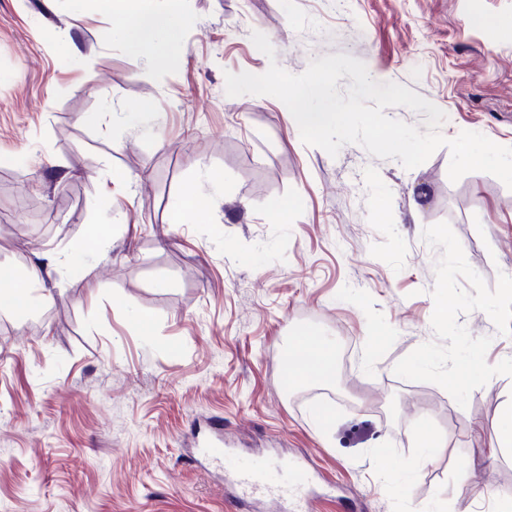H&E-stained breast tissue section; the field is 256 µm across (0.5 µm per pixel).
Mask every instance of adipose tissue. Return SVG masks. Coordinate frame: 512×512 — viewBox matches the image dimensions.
I'll list each match as a JSON object with an SVG mask.
<instances>
[{"mask_svg": "<svg viewBox=\"0 0 512 512\" xmlns=\"http://www.w3.org/2000/svg\"><path fill=\"white\" fill-rule=\"evenodd\" d=\"M94 7L121 17L119 36L124 47L136 55L162 61L182 50L181 16L176 9L157 14L147 0H92ZM288 376L297 381L330 380L335 371V355L324 342L313 336L301 338L288 354Z\"/></svg>", "mask_w": 512, "mask_h": 512, "instance_id": "adipose-tissue-1", "label": "adipose tissue"}]
</instances>
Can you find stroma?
Instances as JSON below:
<instances>
[{
  "mask_svg": "<svg viewBox=\"0 0 512 512\" xmlns=\"http://www.w3.org/2000/svg\"><path fill=\"white\" fill-rule=\"evenodd\" d=\"M80 5L0 0V279L58 256L47 299L0 309V512H236L223 472L190 460L212 422L231 457L310 456L311 512L512 500V449L485 457L474 433L498 428L512 376L462 407L394 372L435 338L441 252L423 228L448 223L495 288L512 276V190L450 181L444 146L411 170L358 144L330 156L280 100L225 81L268 69L258 31L289 73L348 54L440 108L444 137L512 147V42L492 25L512 0H181L184 51L163 64L127 53L105 11L71 28ZM190 188L207 213L173 223ZM458 321L490 337L489 364L512 358L485 312ZM304 336L334 342L333 381L290 384ZM422 430L444 443L425 460Z\"/></svg>",
  "mask_w": 512,
  "mask_h": 512,
  "instance_id": "35a3bbf8",
  "label": "stroma"
}]
</instances>
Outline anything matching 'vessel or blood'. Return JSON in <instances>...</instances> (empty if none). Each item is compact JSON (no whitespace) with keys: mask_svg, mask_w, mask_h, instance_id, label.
<instances>
[{"mask_svg":"<svg viewBox=\"0 0 512 512\" xmlns=\"http://www.w3.org/2000/svg\"><path fill=\"white\" fill-rule=\"evenodd\" d=\"M222 433L221 425H213L209 437L201 442L198 455L221 462ZM230 480L242 499L255 505L274 500L281 504L284 512H306L314 496L307 466L287 458L247 462L231 470Z\"/></svg>","mask_w":512,"mask_h":512,"instance_id":"obj_1","label":"vessel or blood"}]
</instances>
